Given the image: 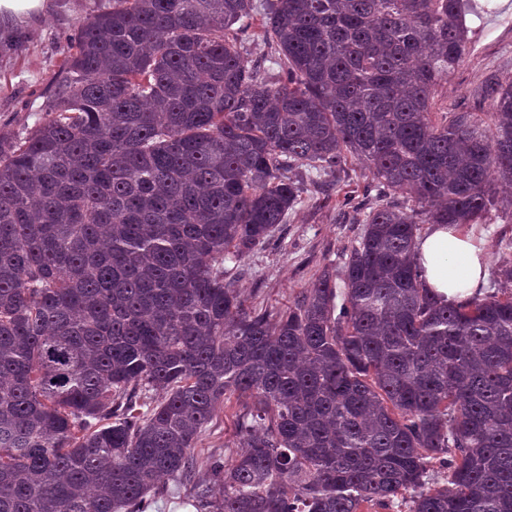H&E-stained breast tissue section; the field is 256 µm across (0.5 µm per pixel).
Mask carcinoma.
Segmentation results:
<instances>
[{
    "label": "carcinoma",
    "mask_w": 512,
    "mask_h": 512,
    "mask_svg": "<svg viewBox=\"0 0 512 512\" xmlns=\"http://www.w3.org/2000/svg\"><path fill=\"white\" fill-rule=\"evenodd\" d=\"M277 71L249 58L246 34ZM462 0H112L66 38L38 122L0 127V512H512V258L463 303L423 224L512 184V78L432 112ZM353 161L380 202L283 311L246 254ZM240 452L195 477L234 407ZM174 495L169 494L163 497H156L147 512H197V509L187 504L188 493L182 488L181 491H175Z\"/></svg>",
    "instance_id": "cac0c4a2"
}]
</instances>
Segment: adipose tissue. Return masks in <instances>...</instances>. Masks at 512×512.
I'll list each match as a JSON object with an SVG mask.
<instances>
[{"instance_id": "obj_1", "label": "adipose tissue", "mask_w": 512, "mask_h": 512, "mask_svg": "<svg viewBox=\"0 0 512 512\" xmlns=\"http://www.w3.org/2000/svg\"><path fill=\"white\" fill-rule=\"evenodd\" d=\"M415 259L427 288L441 299L460 302L482 294L487 254L461 227L432 225L417 238Z\"/></svg>"}]
</instances>
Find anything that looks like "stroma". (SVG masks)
I'll use <instances>...</instances> for the list:
<instances>
[{
    "mask_svg": "<svg viewBox=\"0 0 512 512\" xmlns=\"http://www.w3.org/2000/svg\"><path fill=\"white\" fill-rule=\"evenodd\" d=\"M111 0H46L43 16L12 22L0 37V125L34 126L41 104L54 89V77L64 59L65 34L76 22L108 8ZM469 30L467 54L461 66L439 87L434 109L455 112L478 105L486 80L512 77V0H470L465 15ZM341 196L319 199L308 190L289 211L273 238L246 256L240 282L247 305L282 310L293 294L308 287L326 266L338 264L363 231L351 223ZM468 232L489 255L485 293L497 286L495 271L503 255H512V188L501 190L499 203L485 223ZM231 416L217 414L197 442L199 465L235 456Z\"/></svg>",
    "mask_w": 512,
    "mask_h": 512,
    "instance_id": "stroma-1",
    "label": "stroma"
}]
</instances>
